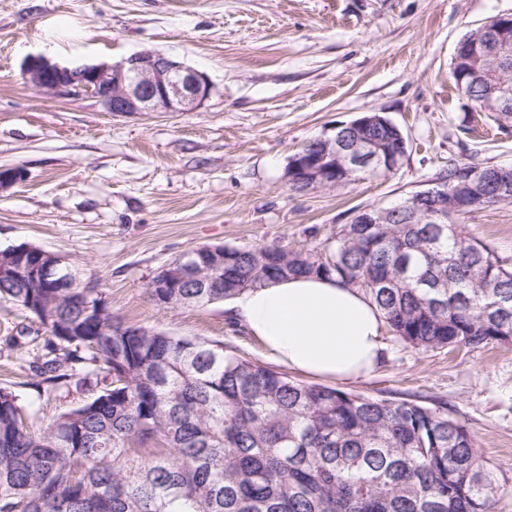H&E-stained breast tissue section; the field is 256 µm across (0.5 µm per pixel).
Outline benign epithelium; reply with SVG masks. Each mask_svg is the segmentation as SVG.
<instances>
[{
  "label": "benign epithelium",
  "instance_id": "7a95c632",
  "mask_svg": "<svg viewBox=\"0 0 512 512\" xmlns=\"http://www.w3.org/2000/svg\"><path fill=\"white\" fill-rule=\"evenodd\" d=\"M487 36L472 42L460 43L454 52V65L465 63L473 66L472 78L493 88L490 98L483 102L486 111L512 112V93L498 79V74L480 69L476 64L490 54L506 56L512 50V14L503 13L494 24L482 23ZM23 76L36 88L51 94L90 96L98 99L114 115L138 112H185L204 102L211 92L207 77L195 68L152 50L132 53L115 62L62 65L43 56H34L23 64ZM382 148L372 139L348 151L337 139L334 154L308 157L298 154L293 158L290 173L284 174L285 182L299 181L307 188L336 186L338 159L350 170L371 169L380 162ZM24 179L21 169L0 168V192ZM448 192L439 181L429 187L409 194V203L430 209L436 224H454L460 216L459 209L444 205L439 197ZM385 209L363 208L354 213L355 224H379ZM206 270L219 269L228 258L224 247H208L204 252ZM185 275L181 263H171L164 268L161 278L150 280L152 288H175Z\"/></svg>",
  "mask_w": 512,
  "mask_h": 512
}]
</instances>
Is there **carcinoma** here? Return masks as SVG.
I'll use <instances>...</instances> for the list:
<instances>
[{"label": "carcinoma", "instance_id": "obj_1", "mask_svg": "<svg viewBox=\"0 0 512 512\" xmlns=\"http://www.w3.org/2000/svg\"><path fill=\"white\" fill-rule=\"evenodd\" d=\"M482 108L485 89L452 73ZM370 135L399 167L395 127ZM482 181L483 206L512 200V167L451 161L448 196ZM383 224H338L310 251L224 246L209 282L167 290V310L229 301L295 275L336 278L370 296L406 347L434 352L512 344V263L460 224L393 206ZM29 247L0 298L33 313L45 353L33 371L53 388L91 392L39 432L0 387V512H495L500 487L468 428L440 405L292 380L224 351L115 319L103 293ZM66 280L65 287L52 284Z\"/></svg>", "mask_w": 512, "mask_h": 512}]
</instances>
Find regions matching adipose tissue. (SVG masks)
<instances>
[{"instance_id": "1", "label": "adipose tissue", "mask_w": 512, "mask_h": 512, "mask_svg": "<svg viewBox=\"0 0 512 512\" xmlns=\"http://www.w3.org/2000/svg\"><path fill=\"white\" fill-rule=\"evenodd\" d=\"M229 310L275 362L305 376L355 381L383 360L382 314L364 293L333 278L277 280L241 292Z\"/></svg>"}]
</instances>
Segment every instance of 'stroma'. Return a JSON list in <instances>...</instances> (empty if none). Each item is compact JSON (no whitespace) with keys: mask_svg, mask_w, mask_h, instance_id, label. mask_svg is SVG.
<instances>
[{"mask_svg":"<svg viewBox=\"0 0 512 512\" xmlns=\"http://www.w3.org/2000/svg\"><path fill=\"white\" fill-rule=\"evenodd\" d=\"M509 12L512 0H0V167L26 174L0 193V249L58 255L122 322L217 339L270 364L223 305L163 310L148 282L206 245L312 250L357 209L400 201L452 160L512 166V125L468 107L450 74L459 40ZM142 50L204 73L209 97L188 112L115 116L97 99L46 93L22 76L34 55L77 65ZM367 112L407 137L397 170L288 190L290 156ZM463 224L512 260V201ZM37 330L34 315L0 299V387L31 405L39 429L88 393L36 387ZM383 342L381 366L342 390L444 406L495 473L496 512H512V344L421 353L389 332Z\"/></svg>","mask_w":512,"mask_h":512,"instance_id":"stroma-1","label":"stroma"}]
</instances>
